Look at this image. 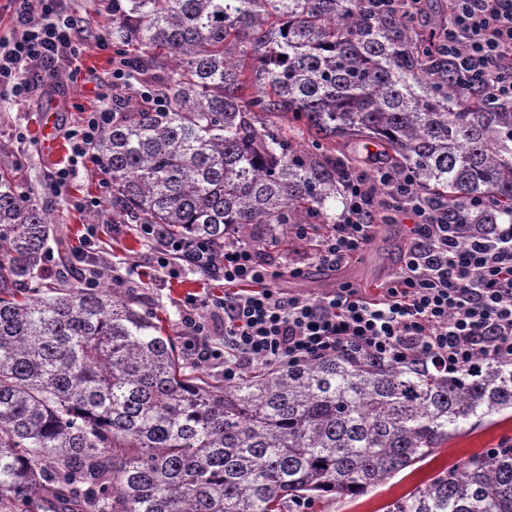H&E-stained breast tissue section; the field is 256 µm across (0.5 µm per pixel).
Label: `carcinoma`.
Returning a JSON list of instances; mask_svg holds the SVG:
<instances>
[{"label":"carcinoma","mask_w":512,"mask_h":512,"mask_svg":"<svg viewBox=\"0 0 512 512\" xmlns=\"http://www.w3.org/2000/svg\"><path fill=\"white\" fill-rule=\"evenodd\" d=\"M365 0H112L124 83L160 106L112 117L96 145L112 215L224 243L257 225L334 224L384 153L474 224L512 222V106L464 98L426 30ZM174 63L162 78L156 71ZM307 135L311 147L296 141ZM49 222L0 167V512H286L355 499L512 411V363L441 377L343 355L230 385L184 357L132 293L31 288ZM388 512H512V446L441 470Z\"/></svg>","instance_id":"1"}]
</instances>
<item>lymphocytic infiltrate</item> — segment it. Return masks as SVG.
I'll list each match as a JSON object with an SVG mask.
<instances>
[{
  "mask_svg": "<svg viewBox=\"0 0 512 512\" xmlns=\"http://www.w3.org/2000/svg\"><path fill=\"white\" fill-rule=\"evenodd\" d=\"M15 7L11 37L0 39V87L14 98L56 79L61 67L80 54L78 24L58 13L57 0H9ZM448 25L438 51L458 69L464 92L478 91L512 103V0H448ZM111 106L87 113L67 130L69 166L54 175L65 186L76 167L106 161L93 148L112 124ZM377 187L364 178L348 179L344 206L315 260L341 267L361 251L375 230V188L412 221V241L403 264L385 288L383 300H369L343 286L319 297L284 295L275 282L300 276L302 267H283L238 235L223 248L206 241L162 236L143 224L160 266L179 259L196 271L223 278L229 290L213 299L210 318L190 294L180 301V321L189 359L198 366L224 365L225 382L255 366L299 364L343 353L356 360L415 365L455 376L481 358L512 361V223L474 224L470 216L486 200L471 199L457 208L421 192L414 174L395 179L379 170ZM223 332V347L211 336Z\"/></svg>",
  "mask_w": 512,
  "mask_h": 512,
  "instance_id": "obj_1",
  "label": "lymphocytic infiltrate"
}]
</instances>
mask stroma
Listing matches in <instances>:
<instances>
[{
  "label": "stroma",
  "mask_w": 512,
  "mask_h": 512,
  "mask_svg": "<svg viewBox=\"0 0 512 512\" xmlns=\"http://www.w3.org/2000/svg\"><path fill=\"white\" fill-rule=\"evenodd\" d=\"M60 7L80 22L76 80H69L63 73L41 84L26 100L0 98V165L16 168L20 183L33 191L36 202L51 218L45 259L35 282L43 286L55 283L63 269L62 256L75 255L85 247L90 255L103 260L98 275L100 287L113 289L118 296L127 289H136L144 308L162 318L168 329L179 330V299L189 293L221 295L223 281L188 268L179 260L160 267L154 245L141 237L135 225L113 220L111 172L90 164L78 167L66 188L59 190L53 184L56 169L67 165L71 155L66 129L78 124L85 113L113 99H121L129 107L140 101L139 95L114 88L111 83V5L104 0H60ZM376 222L377 230L365 250L333 271L317 267L313 260L330 225L310 224L302 234L293 228L284 234L274 233L260 226L252 238L259 241L262 252L285 264L304 263V275L278 280L277 286L284 294L317 298L348 284L374 298L380 295L381 284L396 271L410 244L409 219L391 210L382 193L377 196ZM511 438L512 416L468 428L433 458L398 473L383 486L354 500L321 501L314 505L313 512H387L392 502L441 469Z\"/></svg>",
  "instance_id": "stroma-1"
}]
</instances>
